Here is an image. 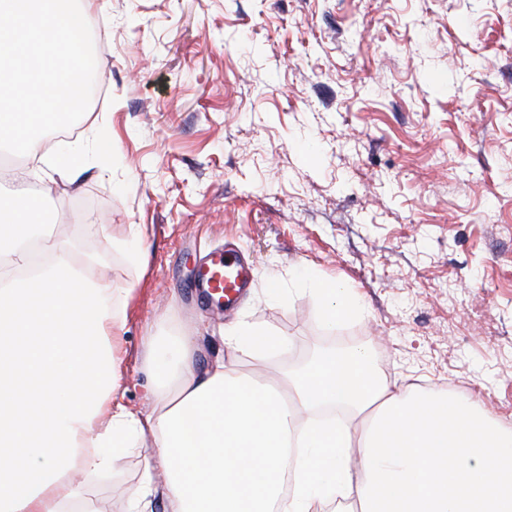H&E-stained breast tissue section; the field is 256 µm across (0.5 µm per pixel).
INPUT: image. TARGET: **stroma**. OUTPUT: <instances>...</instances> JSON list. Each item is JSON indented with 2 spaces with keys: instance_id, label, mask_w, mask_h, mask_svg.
<instances>
[{
  "instance_id": "1",
  "label": "stroma",
  "mask_w": 512,
  "mask_h": 512,
  "mask_svg": "<svg viewBox=\"0 0 512 512\" xmlns=\"http://www.w3.org/2000/svg\"><path fill=\"white\" fill-rule=\"evenodd\" d=\"M96 96L77 177L0 168L92 278L132 288L119 403L151 408L142 339L277 378L318 349H367L388 382L468 396L512 426V0H97ZM147 264L130 259L133 225ZM233 242L253 281L230 309L192 283ZM279 295L267 288L269 276ZM356 289L326 325L303 276ZM247 320L287 337L226 350ZM144 454L81 478L129 512ZM223 337L226 347L253 359H262L288 343L286 337L277 336L247 321H239L225 330Z\"/></svg>"
}]
</instances>
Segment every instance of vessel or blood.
Wrapping results in <instances>:
<instances>
[{"label": "vessel or blood", "instance_id": "b4317fda", "mask_svg": "<svg viewBox=\"0 0 512 512\" xmlns=\"http://www.w3.org/2000/svg\"><path fill=\"white\" fill-rule=\"evenodd\" d=\"M252 272L241 261L237 251L225 248L213 253L199 269L195 289L210 302L226 306L249 287Z\"/></svg>", "mask_w": 512, "mask_h": 512}]
</instances>
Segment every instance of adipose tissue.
Listing matches in <instances>:
<instances>
[{
    "instance_id": "obj_1",
    "label": "adipose tissue",
    "mask_w": 512,
    "mask_h": 512,
    "mask_svg": "<svg viewBox=\"0 0 512 512\" xmlns=\"http://www.w3.org/2000/svg\"><path fill=\"white\" fill-rule=\"evenodd\" d=\"M38 197L0 198V512H99L77 474L152 440L132 512H512V430L472 399L396 391L364 349L320 352L285 387L186 336H148L153 409L116 403L124 314L39 223ZM47 261L32 262L33 246ZM323 321L360 302L309 279ZM286 337L246 321L224 344L254 359ZM348 418L321 420L327 407Z\"/></svg>"
}]
</instances>
